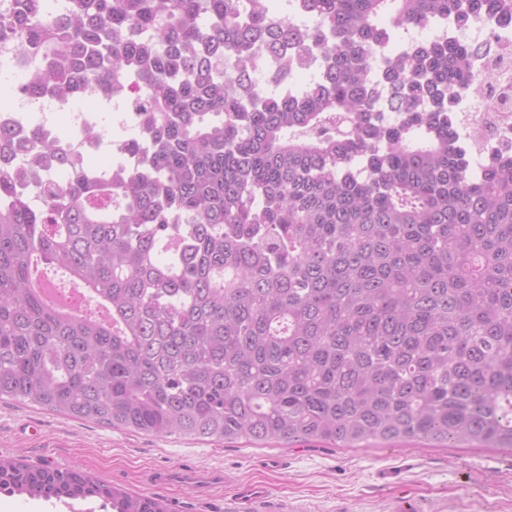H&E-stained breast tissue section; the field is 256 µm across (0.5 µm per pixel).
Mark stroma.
<instances>
[{
	"instance_id": "1",
	"label": "stroma",
	"mask_w": 512,
	"mask_h": 512,
	"mask_svg": "<svg viewBox=\"0 0 512 512\" xmlns=\"http://www.w3.org/2000/svg\"><path fill=\"white\" fill-rule=\"evenodd\" d=\"M0 458L78 470L101 483L158 499L166 512H512V452L409 442L279 448L156 437L0 403ZM169 472L174 482L154 476ZM0 512H103L97 498L66 503L0 493Z\"/></svg>"
}]
</instances>
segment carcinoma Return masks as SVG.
<instances>
[{
  "mask_svg": "<svg viewBox=\"0 0 512 512\" xmlns=\"http://www.w3.org/2000/svg\"><path fill=\"white\" fill-rule=\"evenodd\" d=\"M488 18L512 0H17L14 95L143 104L128 169L45 140L67 183L37 205L0 166V401L159 437L512 451V155L475 180L456 135L482 48L387 51ZM6 148L29 151L1 125ZM39 263L111 320L48 302ZM0 490L163 512L9 460Z\"/></svg>",
  "mask_w": 512,
  "mask_h": 512,
  "instance_id": "cac0c4a2",
  "label": "carcinoma"
}]
</instances>
